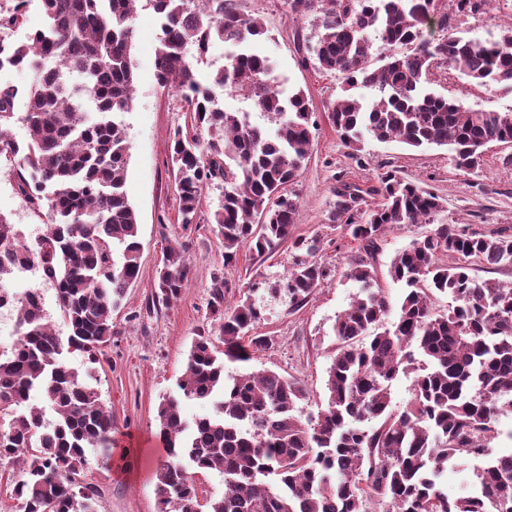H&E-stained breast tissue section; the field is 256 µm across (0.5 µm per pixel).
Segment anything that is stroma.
I'll list each match as a JSON object with an SVG mask.
<instances>
[{"label": "stroma", "instance_id": "1", "mask_svg": "<svg viewBox=\"0 0 512 512\" xmlns=\"http://www.w3.org/2000/svg\"><path fill=\"white\" fill-rule=\"evenodd\" d=\"M245 13L260 18L269 34L258 48L275 63L282 89H303L318 116L319 127L310 154L291 191L300 200L294 236L315 237L320 256L336 269L300 310L287 296L258 293L263 317L255 332L275 339L272 349L253 353L245 363L227 364L230 373L272 369L295 379L310 394L304 412H318L325 404L327 369L336 346L332 326L359 292L346 271L365 259L375 283L392 299L402 289L388 271L396 253L426 235V224H397L385 229L372 255L330 221L337 180L360 186L374 185L382 173L394 170L445 200L434 222L458 224L479 233L512 235V165H504L512 149L492 145L478 173L456 170L448 147L404 145L371 139L355 147L345 143L329 124L326 103L341 94L340 77H327L302 66L296 34L311 35L310 20L292 19L284 0H238ZM512 28V0H496L489 14L471 16L458 24L459 34L479 43ZM160 21L152 8L139 9L135 19L132 65L136 81L133 108L123 117L130 145L126 191L139 222L141 269L112 320L117 334L105 358L97 364L101 398L112 412L116 441L111 459L89 453L86 482L101 490L98 512H158L154 473L166 458L157 436L156 409L160 399L177 394L188 351L200 330L209 327V301L215 274L229 282L230 297H238L252 284L284 276L293 262L290 242H282L266 255L241 251L233 265H225L224 248L207 219L221 203L224 189L206 188L200 206L201 221L183 230L178 221L176 193L170 170L169 136L187 121L179 93L158 85L154 58ZM427 86L437 94L462 100L473 108L512 112V90L492 84L481 86L443 67L431 70ZM0 214L25 234L38 231L41 219L32 213L7 173H0ZM187 246L190 275L180 298L171 304L154 303L155 275L166 249Z\"/></svg>", "mask_w": 512, "mask_h": 512}]
</instances>
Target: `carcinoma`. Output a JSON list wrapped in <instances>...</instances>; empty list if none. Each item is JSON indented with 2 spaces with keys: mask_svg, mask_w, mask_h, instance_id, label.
<instances>
[{
  "mask_svg": "<svg viewBox=\"0 0 512 512\" xmlns=\"http://www.w3.org/2000/svg\"><path fill=\"white\" fill-rule=\"evenodd\" d=\"M141 1L160 19V87L178 92L189 115L170 137L180 224L197 223L205 188L220 183L224 197L210 223L224 265L243 247L262 256L291 240L292 266L273 291L297 307L335 275L316 257L319 239L293 237L300 201L284 193L308 159L317 122L304 90L279 89L273 63L255 48L266 30L237 0H41L44 24L22 41L3 34L23 23L30 0H6L0 70L27 69L33 80L24 88L0 84V168L14 174L46 222L29 245L0 214V283L37 266L56 288L68 331L56 332L30 294L18 300V341L0 353V418L8 421L0 465L22 472L11 492L21 512H97L99 490L81 473L88 451L112 456V413L90 382L92 371L80 373L69 356L100 362L117 334L112 311L140 271L139 222L124 191L130 154L122 117L136 96L131 54ZM438 2L285 5L290 16L313 20L314 35L297 38L302 63L341 76L350 90L325 105L341 138L449 145L454 167L471 172L491 144H512V112L475 110L425 83L443 65L477 84L512 88V29L476 44L457 35ZM450 2L458 18L484 12L490 0ZM437 28L443 34L435 37ZM215 42L237 50L207 87L197 65ZM381 49L382 65L370 67ZM214 86L249 100L265 123L218 106ZM358 86L373 89V100L352 94ZM20 96L26 111L18 116ZM15 119L27 130L23 142L9 133ZM334 193L332 221L367 252L388 226L425 223L443 208L441 196L393 171L365 191L341 180ZM367 195L381 201L365 211ZM444 256L451 262H441ZM473 262L512 265V235L435 225L394 257L389 275L404 286L396 303L375 287L364 260L353 262L347 276L360 293L333 325L326 405L315 417L300 410L305 390L276 371L224 376V360L246 362L273 338L252 334L262 319L252 300L258 288L230 304L226 281L214 277L212 329L192 342L178 381L181 396L210 402L213 412L189 424L176 397L158 404L166 452L155 473L159 512H368L371 501L387 504L386 512H512V453L495 455L490 446L500 414L512 409V284L477 281ZM188 273L185 246L168 248L155 298L178 299ZM436 293L457 305L436 310ZM401 372L413 375V397L396 410L390 387ZM35 392L41 407L30 404ZM477 457L476 491L450 497L438 487L448 464ZM210 471L224 478L219 495L194 479Z\"/></svg>",
  "mask_w": 512,
  "mask_h": 512,
  "instance_id": "carcinoma-1",
  "label": "carcinoma"
}]
</instances>
